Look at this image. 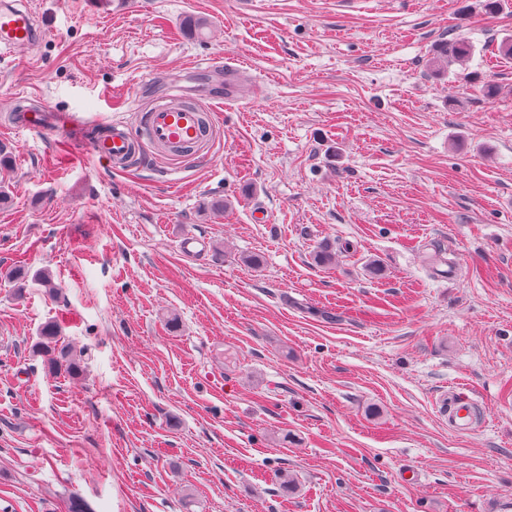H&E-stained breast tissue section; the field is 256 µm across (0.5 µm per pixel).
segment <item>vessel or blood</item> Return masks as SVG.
<instances>
[{"label": "vessel or blood", "instance_id": "vessel-or-blood-1", "mask_svg": "<svg viewBox=\"0 0 512 512\" xmlns=\"http://www.w3.org/2000/svg\"><path fill=\"white\" fill-rule=\"evenodd\" d=\"M41 25L28 0H0V55L12 56L40 41ZM224 100L239 102V90L245 70L237 57L224 58ZM215 124L210 108L200 100H187L185 93L166 90L156 103L144 112L138 130L109 122L104 135L93 144L96 156L106 159L113 168L139 160L141 142H148L176 160H187L208 144ZM473 422L470 403L466 398L452 401L448 408V425L459 432L469 431Z\"/></svg>", "mask_w": 512, "mask_h": 512}]
</instances>
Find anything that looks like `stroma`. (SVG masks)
Wrapping results in <instances>:
<instances>
[{"mask_svg":"<svg viewBox=\"0 0 512 512\" xmlns=\"http://www.w3.org/2000/svg\"><path fill=\"white\" fill-rule=\"evenodd\" d=\"M30 2L45 34L0 64V512H512V0ZM228 54L258 99L181 71ZM180 80L203 156H93ZM50 321L77 372L36 352ZM473 53L472 45L463 38L443 42L433 49L430 61L434 67H448L452 62H466ZM473 422L471 404L465 397L453 400L448 408V426L458 432L470 430Z\"/></svg>","mask_w":512,"mask_h":512,"instance_id":"1","label":"stroma"}]
</instances>
